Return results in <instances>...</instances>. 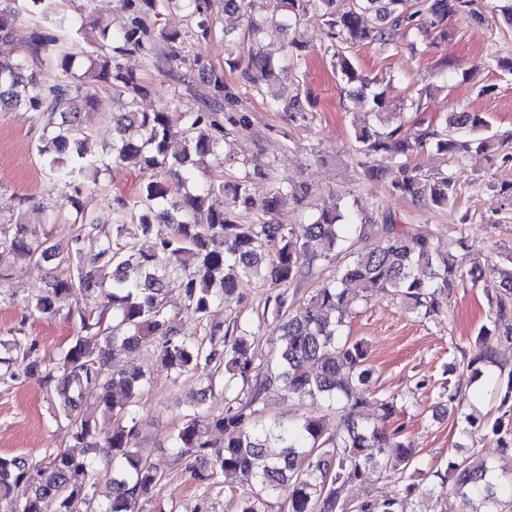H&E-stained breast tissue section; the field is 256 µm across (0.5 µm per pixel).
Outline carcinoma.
I'll list each match as a JSON object with an SVG mask.
<instances>
[{
    "label": "carcinoma",
    "instance_id": "cac0c4a2",
    "mask_svg": "<svg viewBox=\"0 0 512 512\" xmlns=\"http://www.w3.org/2000/svg\"><path fill=\"white\" fill-rule=\"evenodd\" d=\"M158 0H124L134 17L115 37L110 53L91 58L95 78L112 83L130 95L141 86L124 71L117 55L134 48L148 52L143 37L146 11ZM167 4L203 14L211 0H165ZM224 11L245 17L249 34L257 41L267 24L285 29L300 24L307 15L320 17L329 29L334 74L360 94H370L375 122L355 129V165L370 179H384L393 195L406 197L420 208L433 211L457 202L461 186L452 174H427L410 165L408 158L425 147L456 159L471 152L486 155L493 167L512 163V135L488 133L489 122L478 114L453 112L442 125H429L410 139L401 126L390 124V102L384 92L372 90L382 83L364 75L351 54L359 46L379 42L395 44L411 30L432 39L448 40V18L471 13L477 22L483 15L473 0H224ZM167 62L181 61L179 34L164 33ZM29 48L39 53L55 45L45 32L34 31ZM306 43L291 39L286 56L274 60L259 52L251 56L241 77L251 82V72L261 74L268 107L307 119L312 102L300 88H280L284 74L300 72L309 58ZM102 107L101 97L86 84L69 82L43 85L38 75L21 60H0V111L24 110L45 119L46 135L37 153L46 159L49 172L72 189L70 204L76 213L78 232L66 252V269L52 278L48 288L17 303L24 318L57 315V300L93 286L101 268L112 269L108 299L112 310L79 308L69 314L74 335L55 358L41 354L38 341L23 329L0 339V381L36 379L54 395L58 416L72 428L76 454L52 451L37 462L20 455H0V512H176L152 504V492L160 482L157 471L138 447V396L150 382L138 365L118 369L115 356L151 347L162 367L178 379L196 374L206 386L193 395L194 410L168 438L167 450L178 461L188 462V472L200 489L198 512H213L211 492L229 487L238 494L239 512H269L268 498L288 489L287 512H411L418 485L406 482L415 468L412 446L388 432L386 423L396 412L391 399L372 401L366 394L374 369L361 339L344 334L343 327L355 314L358 301L376 291L399 300L421 319H439L447 313L444 295L464 274L454 251L467 249L468 213L448 237V245L435 242L437 235L421 224H398L385 215L381 222L358 219L337 205L324 207L303 224L276 221L241 224L237 210L256 206L275 215L298 204L308 194L304 186L271 189L261 203L249 190L252 174L233 182H210L199 191L184 190L196 164L220 159L224 131L205 124L198 113L186 115L175 131L166 112L112 113L119 142L112 145V162L135 168L142 176L137 194L116 199L117 210L137 215L133 224L117 223L107 233L87 221L83 196L87 173L107 165L88 156L87 117ZM383 153L400 158L390 167L377 164ZM228 195L226 209L208 205L214 190ZM172 225L167 238L153 235V224ZM372 239L367 251L356 248L362 238ZM0 248L47 260L58 247L48 244V234L34 224H13L0 234ZM333 255L343 260L328 280L302 307L288 306L285 293L274 298L271 315L281 322L283 342L273 364L256 363L257 355L244 335L230 336L221 324L209 321V313L244 278L260 277L272 288H286L304 276L314 261ZM473 282L496 289L489 298V322L465 357L471 374L496 364L491 337L512 344V268L497 264L476 266ZM357 289L352 293L351 289ZM179 291L187 313L203 324L207 342L180 333L164 304L165 294ZM241 381L242 394L225 400L218 414L201 409L207 392L216 385L221 370ZM275 387L288 399L321 401L340 413L336 432L327 435L314 416L292 424L264 423L257 407L260 395ZM96 395L85 408V391ZM497 395L501 417L476 426L464 416L465 433L489 443L500 455L512 454V369L500 370ZM372 405L375 414L364 417ZM112 422V430L99 428L98 418ZM495 466L485 458H448L446 475L454 489L472 495L474 512H499L502 497L512 495V480L499 482ZM380 479L394 483L391 492L372 499H347L345 488Z\"/></svg>",
    "mask_w": 512,
    "mask_h": 512
}]
</instances>
